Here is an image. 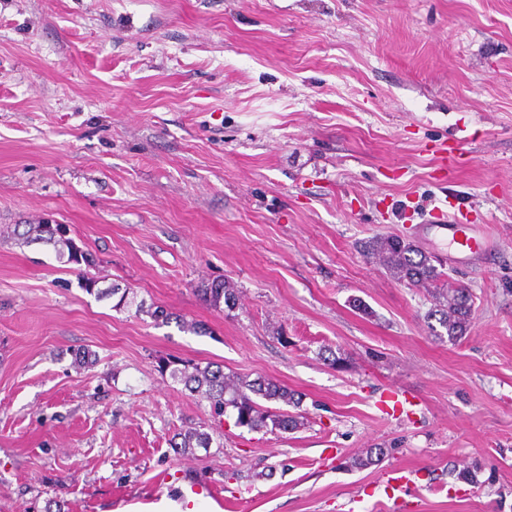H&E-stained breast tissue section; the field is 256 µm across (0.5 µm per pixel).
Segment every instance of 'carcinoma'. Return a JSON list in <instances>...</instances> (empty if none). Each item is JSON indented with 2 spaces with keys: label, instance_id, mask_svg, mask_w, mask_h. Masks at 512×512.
Returning <instances> with one entry per match:
<instances>
[{
  "label": "carcinoma",
  "instance_id": "obj_1",
  "mask_svg": "<svg viewBox=\"0 0 512 512\" xmlns=\"http://www.w3.org/2000/svg\"><path fill=\"white\" fill-rule=\"evenodd\" d=\"M13 237L22 244L41 243L54 248L59 260L67 264L92 267L96 264L94 256L85 251L81 255L74 254L76 245L72 238L56 233L49 224H16L0 230V235ZM367 257L387 269L399 281L413 285H422L434 289L440 313L439 323L446 329L452 341L465 335L472 309L471 295L466 288L447 286L445 273L432 263V259L397 235H381L372 238L364 246ZM95 277H84L80 288L88 294L99 297H115V307L123 309L136 305V312L149 316L157 324L168 323L174 319V313L160 306L148 305L146 302H135L129 297L130 289L117 284L107 289L98 287ZM200 292L214 306L225 304L231 309L235 306V291L223 280H215L202 285ZM178 361L159 359L158 368L161 372H170V377L183 384L191 394L209 402L215 418L221 419L232 414L234 424L250 430H270L287 433L303 425L299 417L286 410L271 409L260 403V400L280 401L287 406L300 407L301 398L298 393L278 381L258 376L251 379L247 376H234L224 373L222 365L208 363L185 364L177 367ZM212 443V435L201 427H189L176 434L172 447L180 449L208 448ZM384 450L371 448L366 454L357 456L349 462V467L362 469L381 460Z\"/></svg>",
  "mask_w": 512,
  "mask_h": 512
}]
</instances>
